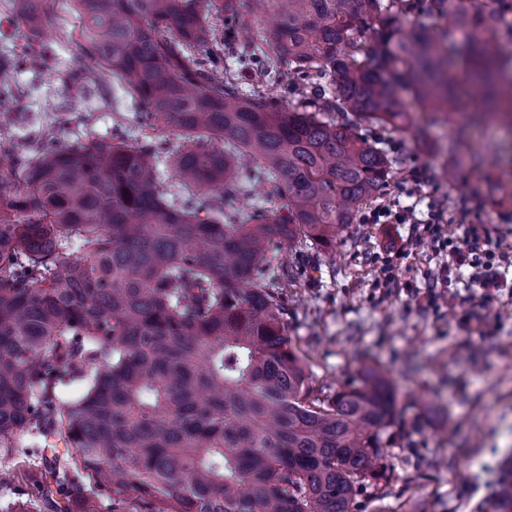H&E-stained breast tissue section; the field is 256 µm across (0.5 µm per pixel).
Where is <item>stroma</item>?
<instances>
[{
  "mask_svg": "<svg viewBox=\"0 0 512 512\" xmlns=\"http://www.w3.org/2000/svg\"><path fill=\"white\" fill-rule=\"evenodd\" d=\"M50 10L45 68L16 69V94L0 102V128L16 141L53 123L60 73L76 65L72 2L52 0ZM78 109L103 136L116 123L134 124L137 112L97 68ZM428 134L424 146L412 131L387 134L396 163L376 205L397 211L415 204L422 222L441 211L447 245L414 240L409 224L370 221L366 207L335 247L318 254L317 271L285 296L288 337L305 353L315 384L354 379L360 365L377 361L398 388L404 430L384 447L393 480L383 498L361 488L358 512L381 503L406 512H480L512 464V296L480 304L469 268H457L453 254L470 232L512 248V135L497 124L472 125L460 138L443 122ZM447 166L454 178L444 174ZM464 207L470 215L462 224ZM443 266L451 270L444 299L421 306L420 292ZM388 270L395 280L387 285Z\"/></svg>",
  "mask_w": 512,
  "mask_h": 512,
  "instance_id": "stroma-1",
  "label": "stroma"
}]
</instances>
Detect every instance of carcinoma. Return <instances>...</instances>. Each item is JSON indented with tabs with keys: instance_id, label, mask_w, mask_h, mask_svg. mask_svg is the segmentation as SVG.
I'll return each mask as SVG.
<instances>
[{
	"instance_id": "1",
	"label": "carcinoma",
	"mask_w": 512,
	"mask_h": 512,
	"mask_svg": "<svg viewBox=\"0 0 512 512\" xmlns=\"http://www.w3.org/2000/svg\"><path fill=\"white\" fill-rule=\"evenodd\" d=\"M253 3L74 0L144 140L42 131L22 154L0 139V460L25 436L55 457L39 484L51 512H356L360 485L392 480L391 380L366 365L313 384L284 291L388 183L395 160L362 124L406 132L412 102L455 113L448 31L486 116L512 122V56L491 41L512 33V0H273L265 25L268 0ZM45 5L14 0L31 45ZM46 61L1 57L0 99L18 65ZM161 126L188 145L161 150ZM258 187L287 213L243 208ZM286 242L303 254L280 269ZM510 508L505 488L487 512Z\"/></svg>"
}]
</instances>
